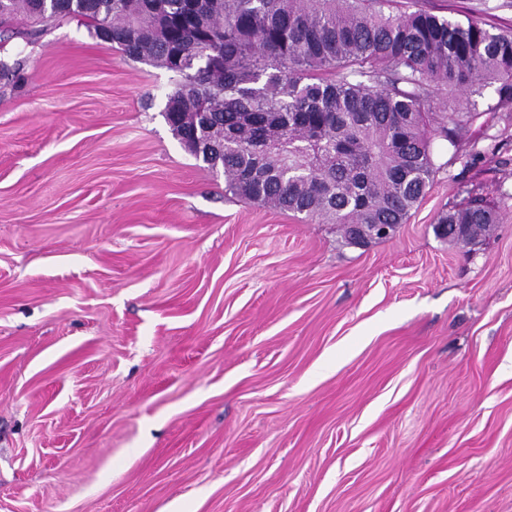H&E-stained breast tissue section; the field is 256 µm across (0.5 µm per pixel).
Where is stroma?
<instances>
[{"label":"stroma","mask_w":512,"mask_h":512,"mask_svg":"<svg viewBox=\"0 0 512 512\" xmlns=\"http://www.w3.org/2000/svg\"><path fill=\"white\" fill-rule=\"evenodd\" d=\"M512 28V0H416ZM0 512H512V119L365 248L225 195L178 77L0 27ZM502 220L433 227L468 193Z\"/></svg>","instance_id":"obj_1"}]
</instances>
